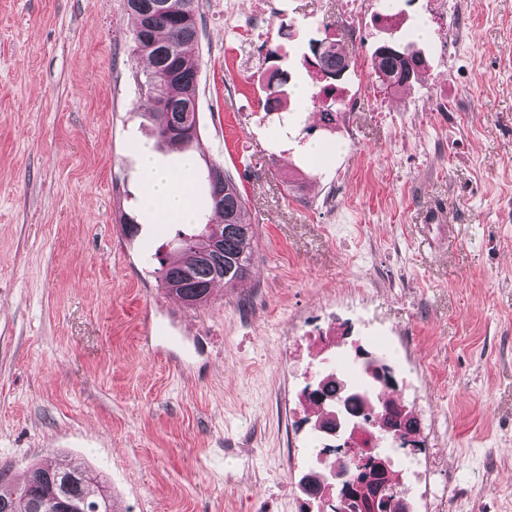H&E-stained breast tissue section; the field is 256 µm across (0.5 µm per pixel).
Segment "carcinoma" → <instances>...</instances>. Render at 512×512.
Returning a JSON list of instances; mask_svg holds the SVG:
<instances>
[{
	"mask_svg": "<svg viewBox=\"0 0 512 512\" xmlns=\"http://www.w3.org/2000/svg\"><path fill=\"white\" fill-rule=\"evenodd\" d=\"M126 10L135 18L134 49L148 63L138 90L151 102L150 115L159 139L171 145L187 147L198 140L197 73L199 59L190 51L198 41L199 0H125ZM315 58L313 68L323 84L312 93L331 101L321 112L330 124L341 111L336 87L329 76L344 73L349 61L329 38L316 39L310 45ZM425 68L424 58L399 45H381L372 60V69L389 88L407 86ZM285 84L273 77L266 84L264 109L276 111L282 103L279 87ZM191 129L186 134L169 135L163 117ZM209 200L217 224H205L198 234H187L177 251V259L164 266L162 286L181 300L208 301L211 285L217 280L233 283L248 274L251 262L252 226L243 221L245 199L233 178L220 163H208ZM374 367L362 370V382L348 389L346 402L352 413L363 416L371 407L372 420L388 421L401 415L398 406L381 393ZM59 486L76 512H112L111 495L104 491L99 474L80 460L63 469L34 464L27 470L23 484L0 482V512H51L50 490Z\"/></svg>",
	"mask_w": 512,
	"mask_h": 512,
	"instance_id": "cac0c4a2",
	"label": "carcinoma"
}]
</instances>
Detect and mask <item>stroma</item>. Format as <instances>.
<instances>
[{"instance_id":"35a3bbf8","label":"stroma","mask_w":512,"mask_h":512,"mask_svg":"<svg viewBox=\"0 0 512 512\" xmlns=\"http://www.w3.org/2000/svg\"><path fill=\"white\" fill-rule=\"evenodd\" d=\"M200 2L183 149L139 94L124 0H0V473L77 458L117 512H317L301 480L339 457L303 390L379 359L418 422L419 450H390L409 512H431L426 475L445 512H512V0H368L353 38L341 0H267L255 46L256 0ZM326 35L360 60L330 125L303 96ZM384 42L421 52L424 81L382 85ZM144 153L194 156V224L206 161L247 198L250 271L203 305L161 286L193 224L146 208ZM170 317L199 342L182 374L150 341Z\"/></svg>"}]
</instances>
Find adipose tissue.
I'll return each instance as SVG.
<instances>
[{
	"mask_svg": "<svg viewBox=\"0 0 512 512\" xmlns=\"http://www.w3.org/2000/svg\"><path fill=\"white\" fill-rule=\"evenodd\" d=\"M145 201L161 218L188 222L192 213L189 171H158L151 161H144Z\"/></svg>",
	"mask_w": 512,
	"mask_h": 512,
	"instance_id": "adipose-tissue-1",
	"label": "adipose tissue"
}]
</instances>
